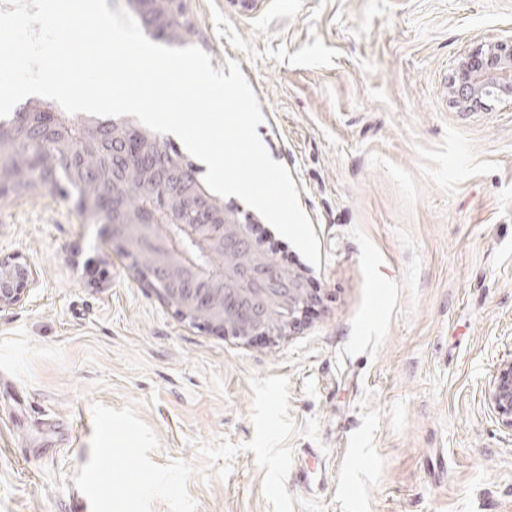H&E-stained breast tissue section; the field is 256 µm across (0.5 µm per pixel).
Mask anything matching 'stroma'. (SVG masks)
<instances>
[{
  "label": "stroma",
  "mask_w": 512,
  "mask_h": 512,
  "mask_svg": "<svg viewBox=\"0 0 512 512\" xmlns=\"http://www.w3.org/2000/svg\"><path fill=\"white\" fill-rule=\"evenodd\" d=\"M237 62L320 263L237 197L319 298L244 343L182 317L73 198L0 203L34 282L0 311V512H512V102L448 77L512 0H183ZM485 398L501 423L512 430V362L498 370L485 389Z\"/></svg>",
  "instance_id": "35a3bbf8"
}]
</instances>
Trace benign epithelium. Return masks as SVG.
<instances>
[{
	"mask_svg": "<svg viewBox=\"0 0 512 512\" xmlns=\"http://www.w3.org/2000/svg\"><path fill=\"white\" fill-rule=\"evenodd\" d=\"M449 90L455 103L466 111L485 110L491 101L511 100L512 35L462 56L453 68ZM131 133L142 160L138 180L151 185L156 178L151 160L157 141L153 132L131 121L114 122L110 128L89 122L80 142L69 144L64 153L109 137L115 146ZM100 179L112 183V196L102 194L96 199L98 207L105 210L111 199L117 198L126 173L114 164L112 172L101 173ZM183 212L196 216L194 223L180 225L183 236L202 253H223L224 266L209 272L184 259L169 235V224L178 222ZM104 234L111 242L135 245L139 265L164 279V297L183 317L241 340L280 336L296 328L318 297L301 274L272 261L257 241L250 221L224 212V206L196 179L171 188L162 211L149 209L143 214L114 217L104 225ZM32 281V271L26 265L0 258V310L18 302ZM485 398L501 423L512 429L511 361L498 370L485 389Z\"/></svg>",
	"mask_w": 512,
	"mask_h": 512,
	"instance_id": "obj_1",
	"label": "benign epithelium"
}]
</instances>
